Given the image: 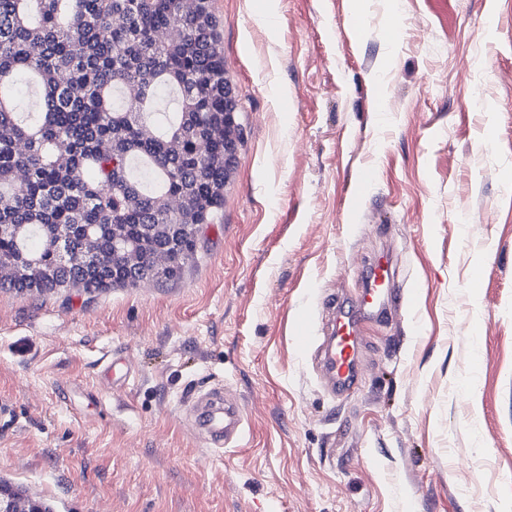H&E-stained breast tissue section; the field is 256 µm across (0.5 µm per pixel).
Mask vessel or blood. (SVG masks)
Returning a JSON list of instances; mask_svg holds the SVG:
<instances>
[{
    "mask_svg": "<svg viewBox=\"0 0 512 512\" xmlns=\"http://www.w3.org/2000/svg\"><path fill=\"white\" fill-rule=\"evenodd\" d=\"M393 261L382 253L362 270V289L356 302L336 292L320 299L324 315L323 336L315 338L307 313H299L295 340L304 349L314 350L328 379L330 392L348 397L360 386L361 357L372 325L402 311L405 298L392 287ZM134 373L124 350L106 355L98 365L99 390H86L89 404H97L100 390L125 388ZM181 418L195 437L211 448L236 444L245 429V412L239 398L225 395L223 388L202 381L188 385L180 401Z\"/></svg>",
    "mask_w": 512,
    "mask_h": 512,
    "instance_id": "obj_1",
    "label": "vessel or blood"
}]
</instances>
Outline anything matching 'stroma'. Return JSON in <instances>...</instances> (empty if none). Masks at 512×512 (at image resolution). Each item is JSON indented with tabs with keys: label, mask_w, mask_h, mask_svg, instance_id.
Instances as JSON below:
<instances>
[{
	"label": "stroma",
	"mask_w": 512,
	"mask_h": 512,
	"mask_svg": "<svg viewBox=\"0 0 512 512\" xmlns=\"http://www.w3.org/2000/svg\"><path fill=\"white\" fill-rule=\"evenodd\" d=\"M243 145L177 283L0 293V481L52 512H512V0H214ZM375 178L362 184L365 169ZM391 252L406 305L330 395L301 308ZM123 347L128 388L59 400ZM241 395L217 451L179 412ZM181 418L195 437L210 448L236 444L245 429V412L240 399L224 394L209 381L188 385L180 401Z\"/></svg>",
	"instance_id": "35a3bbf8"
}]
</instances>
